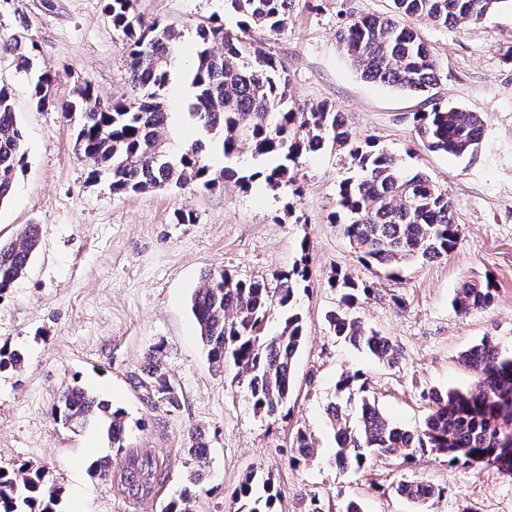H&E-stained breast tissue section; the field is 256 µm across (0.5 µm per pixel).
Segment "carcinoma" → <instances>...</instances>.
Masks as SVG:
<instances>
[{"label": "carcinoma", "mask_w": 512, "mask_h": 512, "mask_svg": "<svg viewBox=\"0 0 512 512\" xmlns=\"http://www.w3.org/2000/svg\"><path fill=\"white\" fill-rule=\"evenodd\" d=\"M388 16L353 17L339 35L342 52L372 81L426 94L438 82L440 65L432 47L412 26L424 21L448 27L482 22L494 12L512 9V0H392ZM295 0H224V11L237 17L238 32L211 20L196 28V60L189 81L193 95L189 114L208 131L220 134L224 167L214 171L198 142L175 156L167 146L166 90L174 78L172 65L181 35L158 21L136 12V0H108L114 29L124 37L129 79L134 95L104 100L87 84L74 85L70 98L59 101L53 87L57 72L50 66L33 77L32 98L37 108L79 114L76 144L94 162L89 178L110 179L116 194L146 193L160 188L183 189L189 184L206 190L233 182L247 189L263 180L276 193L297 179V161L304 153L326 146L347 153L358 175L340 183L335 218H344L343 233L365 262L395 272L403 264L448 258L460 240L448 191L425 173L406 170L396 156L377 147L371 138H357L344 124L336 107L307 105L292 95L284 61L271 51L246 41L254 29L277 32L285 27ZM37 44L15 35L0 44L24 72L31 69ZM421 145L430 152L456 157L478 152L483 121L476 112L433 103L413 114ZM251 155L254 164L240 168L237 160ZM26 165L23 134L17 122L7 85L0 84V206L6 204L14 181ZM39 230L28 226L8 242H0V293L26 272L36 252ZM311 275L308 254L286 273L276 276V286L264 280H243L223 269L207 274L193 296L192 312L199 335L208 347L209 365L216 373L233 372V381L246 386L255 413L275 418L287 407L292 392L294 357L306 338L301 314L296 310L298 290H308ZM342 290L344 308L327 316L339 338L366 349L379 360L393 364L397 349L392 340L369 328L350 309L375 295V288L348 276L334 279ZM490 280H466L453 300L456 310L467 313L493 303ZM281 328L267 331L273 315ZM167 347L159 342L145 357L143 371L148 393L168 411L182 405L181 390L163 368ZM463 361L477 376L467 392L448 390L431 394L432 407L421 429L409 430L390 422L368 395L359 373H346L336 382L338 397L359 396L357 424L348 406L338 402L328 408L336 437L335 464L362 470L373 454L408 459L416 448H432L453 461L487 463L512 476V355H502L489 340L468 349ZM24 355L0 349V370L19 369ZM54 419L67 428H83L104 418L121 467L112 458L98 462L96 470L126 498L144 504L164 483L168 454L163 449L138 453L125 448L126 415L109 402L74 385L52 409ZM289 464L309 465L317 455L310 435L297 431ZM185 453L194 470L186 477L179 497L163 512H192L210 469L208 443L202 433L192 435ZM396 494L424 506L441 495L422 481H403ZM58 490L38 472L20 466L0 467V512H51ZM280 491L270 479L251 472L235 491L237 512H276Z\"/></svg>", "instance_id": "1"}]
</instances>
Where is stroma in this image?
Segmentation results:
<instances>
[{"instance_id":"stroma-1","label":"stroma","mask_w":512,"mask_h":512,"mask_svg":"<svg viewBox=\"0 0 512 512\" xmlns=\"http://www.w3.org/2000/svg\"><path fill=\"white\" fill-rule=\"evenodd\" d=\"M391 0H297L287 26L255 30L253 47L286 64L296 98L336 105L349 130L372 137L410 169L447 189L460 242L447 260L418 262L388 273L365 264L342 224L333 223L336 191L350 176L346 153L303 156L296 187L271 192L262 182L208 191L196 185L143 194L113 193L107 178L92 181V167L75 146L78 125L55 110H37L28 74L0 57V78L10 86L24 134L27 166L10 202L0 206V241L26 225L40 229L36 254L23 278L0 295V347L21 351L23 368L0 372V466L43 471L59 490L54 512H162L192 464L184 450L192 430L209 443L210 474L193 512H236L231 494L253 471L282 491L278 512H304L311 496L341 512L360 501L364 512H512V478L495 466L449 461L419 448L410 461L371 456L366 469L336 466V442L326 409L341 374L367 378L380 410L394 423L421 428L434 391H467L473 373L465 351L490 340L512 354V11L480 24L436 27L417 23L441 66L430 97L363 79L341 52L336 32L349 17L385 15ZM137 10L182 33L179 69H188L197 26L223 18L224 0H137ZM26 31L37 46L35 67L50 66L57 99L74 83L103 98L127 97V61L104 0H0V38ZM189 85L168 92L167 137L174 151L204 140L213 169L223 158L218 139L204 135L186 110ZM480 113L484 135L475 157L425 150L413 115L429 99ZM195 221L179 224L177 211ZM308 256L309 291L299 292L307 338L294 364L288 419L255 414L244 385L214 374L191 313L194 290L210 271L240 278L270 276ZM373 282L376 294L356 313L388 336L398 359L379 362L336 339L325 315L339 303L332 276ZM470 277L492 278L496 297L485 310L461 313L452 299ZM165 343L164 367L182 389V406L169 412L138 385L148 349ZM126 412L127 448L170 454L166 483L153 502L140 505L102 480L94 463L112 452L102 427L68 429L52 409L72 385ZM318 449L307 467L288 461L296 431ZM404 479L423 480L441 495L424 510L399 497Z\"/></svg>"}]
</instances>
